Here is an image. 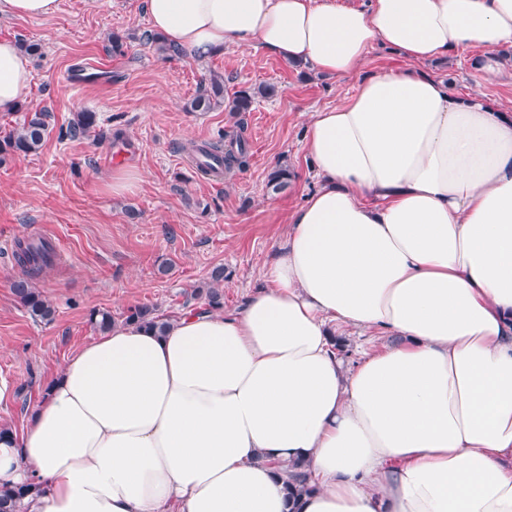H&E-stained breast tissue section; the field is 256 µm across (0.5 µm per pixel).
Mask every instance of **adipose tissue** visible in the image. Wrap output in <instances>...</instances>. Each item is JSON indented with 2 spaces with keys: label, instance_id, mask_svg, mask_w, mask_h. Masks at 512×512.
<instances>
[{
  "label": "adipose tissue",
  "instance_id": "ef3b65f1",
  "mask_svg": "<svg viewBox=\"0 0 512 512\" xmlns=\"http://www.w3.org/2000/svg\"><path fill=\"white\" fill-rule=\"evenodd\" d=\"M190 57L257 46L342 77L313 112L319 186L263 285L166 332L111 327L0 437L24 512H512V111L419 64L512 47V0H144ZM401 57L365 72L373 44ZM32 79L0 40V112ZM344 325L393 344L344 366ZM305 465L313 492L289 497Z\"/></svg>",
  "mask_w": 512,
  "mask_h": 512
}]
</instances>
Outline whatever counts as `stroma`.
<instances>
[{
  "label": "stroma",
  "mask_w": 512,
  "mask_h": 512,
  "mask_svg": "<svg viewBox=\"0 0 512 512\" xmlns=\"http://www.w3.org/2000/svg\"><path fill=\"white\" fill-rule=\"evenodd\" d=\"M151 30L144 0H60L49 18H1L0 38L37 43L22 110L0 113V137L24 118V108L49 112L43 146L0 164V375L16 395L0 404V423L21 432L44 382L97 331L92 309L121 318L128 307L155 306L175 318L196 307L192 293L213 267L224 266V308L239 307L262 283L264 264L288 230V215L318 185L304 148L303 129L318 109L353 94L360 75L300 72L259 47H230L204 61L165 56L145 40ZM124 53L112 55V33ZM502 72L479 85L475 51L422 64L459 94L481 92L512 106V48L502 49ZM223 76L226 93L276 84L277 99L256 100L243 121L230 112H190L187 102L209 73ZM98 113L97 134L60 139L73 112ZM242 130L249 143L245 169L224 178L196 173L185 152ZM287 164L291 183L274 193L267 177ZM130 164L141 189L113 197V170ZM33 236L53 240L61 262L38 286L56 308L46 323L15 300L10 283L19 268L8 245Z\"/></svg>",
  "instance_id": "obj_1"
}]
</instances>
